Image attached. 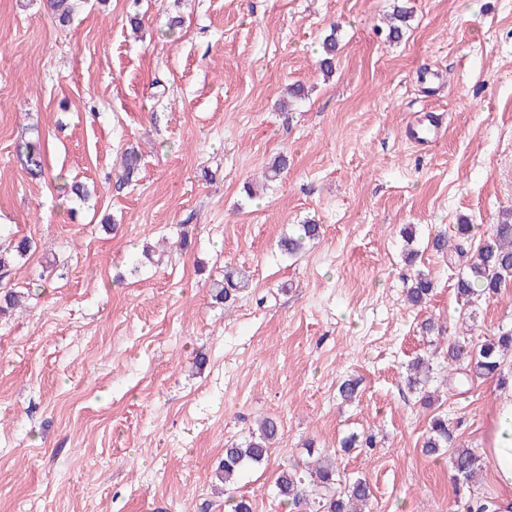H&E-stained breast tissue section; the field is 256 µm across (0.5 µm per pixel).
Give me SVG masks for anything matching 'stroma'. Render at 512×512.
<instances>
[{
  "label": "stroma",
  "mask_w": 512,
  "mask_h": 512,
  "mask_svg": "<svg viewBox=\"0 0 512 512\" xmlns=\"http://www.w3.org/2000/svg\"><path fill=\"white\" fill-rule=\"evenodd\" d=\"M44 4L0 0V226L32 242L11 275L25 302L0 314V512H227L214 470L264 417L279 439L235 485L252 512H289L279 470L313 455L367 478L372 512L500 499L492 466L465 482L448 457L486 448L512 384L450 373L446 347L512 329V279L463 303L432 240L512 210V0H81L65 27ZM398 5L411 18L390 42ZM296 81L308 94L281 112ZM430 117L438 143L409 141ZM34 136L37 179L16 157ZM59 174L92 198L60 199ZM309 220L320 239L282 254ZM419 269L434 290L412 308ZM229 271L249 286L227 307ZM420 356L427 406L405 383ZM437 415L450 440L428 456ZM353 431L372 447L344 451Z\"/></svg>",
  "instance_id": "obj_1"
}]
</instances>
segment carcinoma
Masks as SVG:
<instances>
[{"mask_svg": "<svg viewBox=\"0 0 512 512\" xmlns=\"http://www.w3.org/2000/svg\"><path fill=\"white\" fill-rule=\"evenodd\" d=\"M48 7L60 25L70 24L73 12V0H48ZM409 12L401 7L388 20L386 39L395 41L403 36L407 26ZM337 51L336 30H331L323 40V54L319 61L320 69L329 74L334 68ZM21 167L33 178L44 174L43 155L37 142H25L17 151ZM138 170V154L126 153L123 174L119 184L132 180ZM320 236V225L308 223L299 225L298 233L280 241L281 250L292 255ZM30 248L29 241L23 239L13 249L0 244V284L4 294L0 299L5 305H13L17 300L16 292L8 287L14 266V257L23 256ZM512 278V221L504 219L489 228L488 239L478 245L472 255L466 259L463 271L456 281L459 297L470 300L476 295L493 296L498 294L506 279ZM248 287L245 277L239 281L227 279V286L221 287L216 298L226 303L235 300L240 290ZM433 288L432 281L419 273L411 280L406 290V302L412 307L426 303ZM448 365L460 368L462 374L474 378L498 377L506 380L505 366L507 358H512V330L500 332L485 338L481 343L470 346L466 340L456 341L448 346ZM430 364L422 358L408 365L407 385L418 390L429 378ZM280 425L274 418H266L258 425L244 442L224 449V458L216 469V478L224 483V492L232 501L233 512H252V506L244 497L233 494V486L240 474L250 466H258L269 460L270 448L279 434ZM448 445V421L438 417L431 422L428 434L423 442V451L429 455L437 454ZM452 469L456 477L470 481L480 467V456L468 448H458L451 457ZM276 497L281 504L299 507L307 503L308 491L316 493L317 508L314 512H366L372 497V489L367 479L358 477L352 481H342L332 460L327 456L318 457L307 465L305 473L294 467H283L275 482Z\"/></svg>", "mask_w": 512, "mask_h": 512, "instance_id": "carcinoma-1", "label": "carcinoma"}]
</instances>
